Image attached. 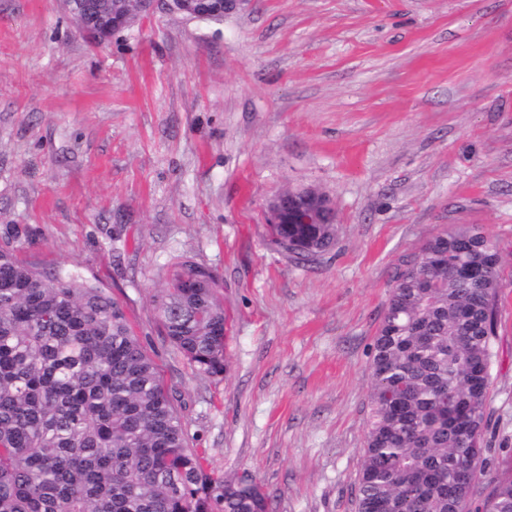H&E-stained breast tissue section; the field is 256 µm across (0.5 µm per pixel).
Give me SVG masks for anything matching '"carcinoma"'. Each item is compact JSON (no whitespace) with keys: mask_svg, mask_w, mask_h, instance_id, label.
<instances>
[{"mask_svg":"<svg viewBox=\"0 0 512 512\" xmlns=\"http://www.w3.org/2000/svg\"><path fill=\"white\" fill-rule=\"evenodd\" d=\"M310 259L332 224H272ZM27 224H0V512H271L258 485L214 478L125 310L76 266L18 257ZM502 257L479 228L443 229L400 264L371 351L357 512H512V476L489 473L483 431ZM222 282L174 259L152 306L198 371L227 372ZM471 479H457L460 470Z\"/></svg>","mask_w":512,"mask_h":512,"instance_id":"obj_1","label":"carcinoma"}]
</instances>
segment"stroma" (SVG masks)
I'll use <instances>...</instances> for the list:
<instances>
[{
	"mask_svg": "<svg viewBox=\"0 0 512 512\" xmlns=\"http://www.w3.org/2000/svg\"><path fill=\"white\" fill-rule=\"evenodd\" d=\"M314 188L336 241L269 243ZM122 304L214 477L275 512H356L370 351L402 259L449 225L503 255L485 455L512 475V0H240L102 45L61 0H0V224ZM188 254L223 279L228 374L198 373L152 297ZM331 199L324 193H310L308 188L290 190L273 195L267 204L271 243L281 248L280 240L289 239L303 246L292 250L304 259H310L330 248L334 243V213Z\"/></svg>",
	"mask_w": 512,
	"mask_h": 512,
	"instance_id": "35a3bbf8",
	"label": "stroma"
}]
</instances>
